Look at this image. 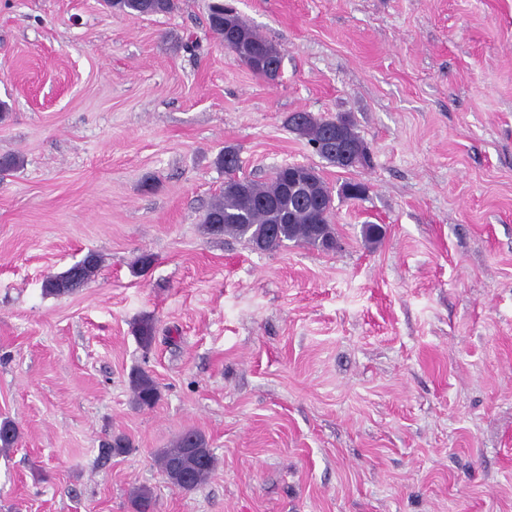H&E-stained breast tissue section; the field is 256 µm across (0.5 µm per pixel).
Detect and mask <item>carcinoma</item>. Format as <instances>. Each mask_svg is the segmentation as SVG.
Returning <instances> with one entry per match:
<instances>
[{
	"instance_id": "obj_1",
	"label": "carcinoma",
	"mask_w": 512,
	"mask_h": 512,
	"mask_svg": "<svg viewBox=\"0 0 512 512\" xmlns=\"http://www.w3.org/2000/svg\"><path fill=\"white\" fill-rule=\"evenodd\" d=\"M109 7L130 16L168 14L176 8V0H106ZM210 28L226 39L233 34L224 31V2L216 0L210 6ZM239 34L252 46L256 55L277 60L280 54L275 45L256 33L247 23H242ZM292 117L301 118L299 136L311 145H323L328 129L334 126L329 118H316L308 112H294ZM239 159L231 163L219 156L218 164L230 174L224 183L223 193L206 211L202 224L212 236L233 235L248 246L262 239L265 251L272 252L285 242L301 243L310 248L322 249L319 237L313 234L318 226L326 237H335L331 224L330 188L319 175L312 181H302L296 187H288L284 180L290 170L281 167L265 182L237 179L232 176ZM101 265V256L88 252L84 258L66 271L46 279L44 290L50 295H67L87 285ZM135 403L140 407H152L159 392L154 379L144 371L132 376ZM18 440L15 424L5 418L0 421V452L6 453ZM158 464L167 481L182 491H189L201 484L215 467L216 458L208 450L205 436L195 430L183 432L168 448L158 453ZM133 512H154L155 500L150 488L140 486L130 495Z\"/></svg>"
}]
</instances>
